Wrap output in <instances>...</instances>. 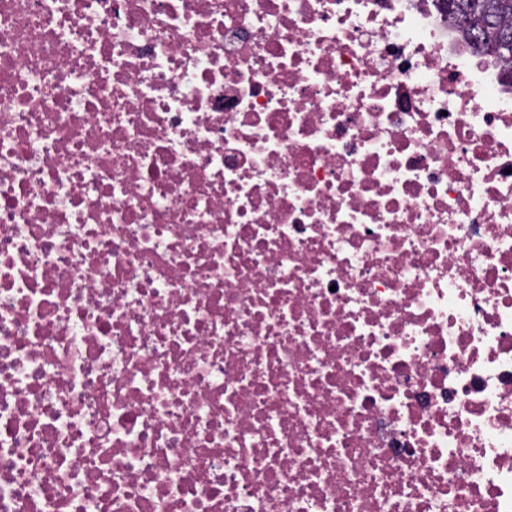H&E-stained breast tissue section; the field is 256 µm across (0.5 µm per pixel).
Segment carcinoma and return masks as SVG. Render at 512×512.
<instances>
[{
  "label": "carcinoma",
  "mask_w": 512,
  "mask_h": 512,
  "mask_svg": "<svg viewBox=\"0 0 512 512\" xmlns=\"http://www.w3.org/2000/svg\"><path fill=\"white\" fill-rule=\"evenodd\" d=\"M448 23L512 70V0H445Z\"/></svg>",
  "instance_id": "1"
}]
</instances>
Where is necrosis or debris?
I'll return each instance as SVG.
<instances>
[{
	"instance_id": "4bbe7bcc",
	"label": "necrosis or debris",
	"mask_w": 512,
	"mask_h": 512,
	"mask_svg": "<svg viewBox=\"0 0 512 512\" xmlns=\"http://www.w3.org/2000/svg\"><path fill=\"white\" fill-rule=\"evenodd\" d=\"M0 512H512V81L437 0H0Z\"/></svg>"
}]
</instances>
